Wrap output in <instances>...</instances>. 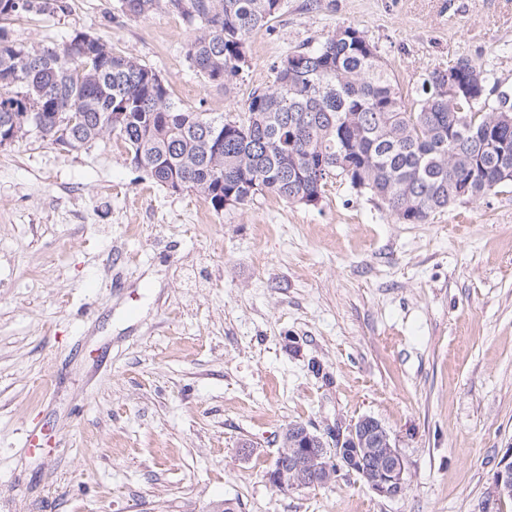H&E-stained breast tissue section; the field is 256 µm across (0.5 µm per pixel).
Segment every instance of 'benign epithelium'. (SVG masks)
Segmentation results:
<instances>
[{
  "label": "benign epithelium",
  "mask_w": 512,
  "mask_h": 512,
  "mask_svg": "<svg viewBox=\"0 0 512 512\" xmlns=\"http://www.w3.org/2000/svg\"><path fill=\"white\" fill-rule=\"evenodd\" d=\"M458 70L448 68V95L455 101L466 98L472 102L480 98L482 74L473 69L468 81L458 82ZM293 437L291 450L279 451L267 479L274 486L288 491L305 486H322L335 479L328 466L307 467L310 460H319L323 451L331 450L336 470L361 474L365 484L378 496L394 499L406 485V465L397 449L391 447L392 439L380 421L363 416L349 425L336 426L324 435L310 431L303 424L290 426ZM512 498V451L504 455L485 491L483 512H497L499 506Z\"/></svg>",
  "instance_id": "obj_1"
}]
</instances>
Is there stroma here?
<instances>
[{
    "instance_id": "obj_1",
    "label": "stroma",
    "mask_w": 512,
    "mask_h": 512,
    "mask_svg": "<svg viewBox=\"0 0 512 512\" xmlns=\"http://www.w3.org/2000/svg\"><path fill=\"white\" fill-rule=\"evenodd\" d=\"M16 18L29 46L82 28L196 112L240 119L286 50L364 32L405 89L464 57L512 97V0H285L230 89L189 67L190 29L118 0ZM378 419L395 499L356 476L283 491L289 425ZM44 427L42 448L23 445ZM512 450V188L396 223L342 179L317 205L215 213L107 136L0 147V512H481Z\"/></svg>"
}]
</instances>
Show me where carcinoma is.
<instances>
[{
	"instance_id": "1",
	"label": "carcinoma",
	"mask_w": 512,
	"mask_h": 512,
	"mask_svg": "<svg viewBox=\"0 0 512 512\" xmlns=\"http://www.w3.org/2000/svg\"><path fill=\"white\" fill-rule=\"evenodd\" d=\"M284 0H119V10L145 17L179 15L194 35L184 46L189 66L229 89L248 65L250 38L269 27ZM62 0H0V131L14 118L51 145L79 150L113 134L131 163L168 190L179 181L220 213L224 200L242 206L271 194L287 203L319 202L336 177L380 202L400 224H425L457 203L512 187V155L472 138L467 124L512 146V104L486 110L449 102L439 70L406 97L363 31L342 25L316 48L287 52L272 85L251 92L242 120L177 105L168 82L130 53L75 29L61 45L29 47L9 21ZM80 120L62 133L57 117Z\"/></svg>"
}]
</instances>
